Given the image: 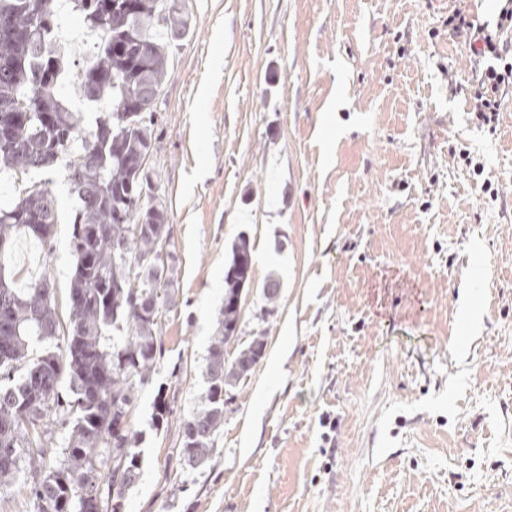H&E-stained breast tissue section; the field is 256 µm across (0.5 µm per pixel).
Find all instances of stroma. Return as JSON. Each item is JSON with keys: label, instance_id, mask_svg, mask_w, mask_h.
<instances>
[{"label": "stroma", "instance_id": "1", "mask_svg": "<svg viewBox=\"0 0 512 512\" xmlns=\"http://www.w3.org/2000/svg\"><path fill=\"white\" fill-rule=\"evenodd\" d=\"M460 3L494 22L495 0H189L150 161L174 286L132 406L141 469L124 512H512V86L493 125L476 120L474 62L448 32ZM60 41L79 64L96 51L77 13ZM68 175L63 159L28 174L59 220L51 246L18 236L4 262L61 301ZM241 234L253 278L227 353L257 335L266 348L212 462L190 471L182 423ZM160 392L173 413L157 430Z\"/></svg>", "mask_w": 512, "mask_h": 512}]
</instances>
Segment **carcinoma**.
I'll return each instance as SVG.
<instances>
[{
  "label": "carcinoma",
  "mask_w": 512,
  "mask_h": 512,
  "mask_svg": "<svg viewBox=\"0 0 512 512\" xmlns=\"http://www.w3.org/2000/svg\"><path fill=\"white\" fill-rule=\"evenodd\" d=\"M187 4L71 0L70 9L99 38L77 84L82 98L106 104L107 112L87 132L61 91L71 62L47 44L63 23L62 0H0V179L15 192L0 205V260L19 233L51 247L56 198L46 185L27 184L31 171H47L69 156L71 191L80 200L66 335L50 278L18 290L0 275V488L22 481L34 512H122L125 491L140 475L141 437L131 407L161 356L159 328L171 281L140 270L137 262L169 241L171 230L162 196L137 198L141 164L158 143L150 101L166 82L174 42L190 27ZM89 226L97 236L86 233ZM252 268L253 245L241 234L224 267V309L208 349V387L201 407L183 423L179 456L191 469L212 460L225 395L263 358L261 336L226 358L242 317L237 298L249 287ZM102 272L121 287L105 284ZM34 338L64 346L32 362ZM64 378L67 394L60 390ZM154 409L153 426L160 429L172 412L161 391ZM57 428L66 433L59 452L50 449ZM109 463L104 486L97 467Z\"/></svg>",
  "instance_id": "obj_1"
}]
</instances>
